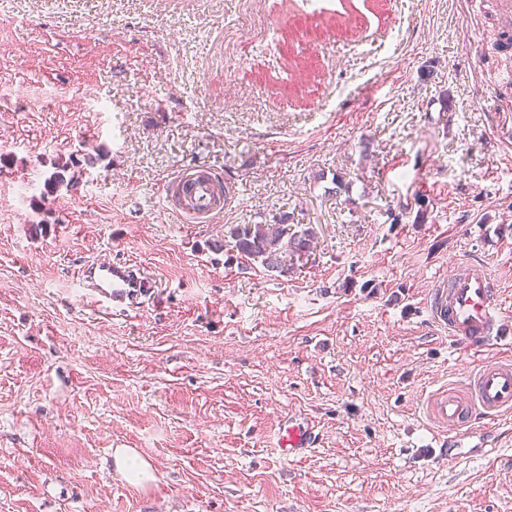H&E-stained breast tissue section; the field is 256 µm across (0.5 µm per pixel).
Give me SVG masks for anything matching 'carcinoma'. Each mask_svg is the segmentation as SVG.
Masks as SVG:
<instances>
[{
	"label": "carcinoma",
	"instance_id": "1",
	"mask_svg": "<svg viewBox=\"0 0 512 512\" xmlns=\"http://www.w3.org/2000/svg\"><path fill=\"white\" fill-rule=\"evenodd\" d=\"M53 171L44 181L43 194H56L61 190H71L83 176L84 168L80 160L58 157L51 163ZM315 236L308 229L288 233L284 224H237L224 231V240L211 243V248L220 251L231 247L258 264L266 272L286 276L293 272L295 259L314 250Z\"/></svg>",
	"mask_w": 512,
	"mask_h": 512
}]
</instances>
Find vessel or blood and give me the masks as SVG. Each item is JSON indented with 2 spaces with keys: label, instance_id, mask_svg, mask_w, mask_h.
<instances>
[{
  "label": "vessel or blood",
  "instance_id": "1",
  "mask_svg": "<svg viewBox=\"0 0 512 512\" xmlns=\"http://www.w3.org/2000/svg\"><path fill=\"white\" fill-rule=\"evenodd\" d=\"M177 197L182 217L190 224L208 222L224 202L216 176L210 170L191 168L174 178L167 189ZM91 299L122 305L140 291L142 281L127 266L95 262L80 274ZM496 290L485 273L464 263L448 283L434 288L427 307L434 324L455 341L468 346L484 344L512 328L495 299ZM512 413V360L494 358L469 371L464 384L438 389L426 402L429 420L448 434V457L457 459L462 438L478 420H495ZM315 434L304 423L289 422L279 434L278 449L297 459L312 447Z\"/></svg>",
  "mask_w": 512,
  "mask_h": 512
}]
</instances>
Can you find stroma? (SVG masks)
I'll return each instance as SVG.
<instances>
[{"label":"stroma","instance_id":"35a3bbf8","mask_svg":"<svg viewBox=\"0 0 512 512\" xmlns=\"http://www.w3.org/2000/svg\"><path fill=\"white\" fill-rule=\"evenodd\" d=\"M496 2L0 0V512H512V416L454 462L425 416L474 363L430 291L476 260L512 314ZM195 166L206 224L166 195ZM278 221L315 235L288 275L211 247ZM96 261L147 289L84 301ZM80 162V159H75L73 156L64 160L63 157L54 159L51 163L53 171L44 181V189L41 196L57 194L62 189L69 191L78 184L84 172ZM176 196L182 217L190 224L208 222L224 207L218 179L208 169L182 171L167 187V196ZM287 422L288 425H284L280 430L278 449L282 455L297 459L305 455L313 446L315 434L304 423L293 422L292 417H288ZM115 468L123 476H134L138 480L152 478L151 466L129 448H117L114 453Z\"/></svg>","mask_w":512,"mask_h":512}]
</instances>
